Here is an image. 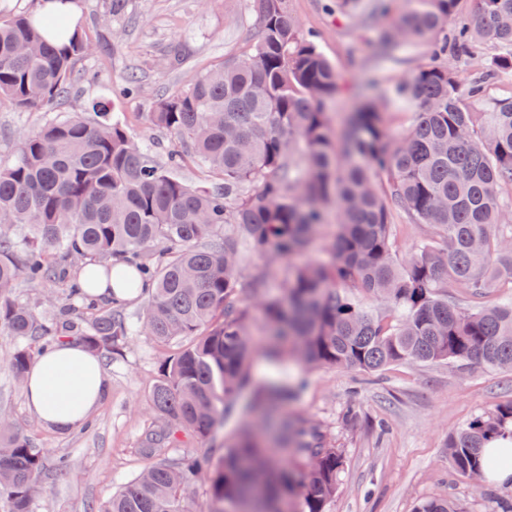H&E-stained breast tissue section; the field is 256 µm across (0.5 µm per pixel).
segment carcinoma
I'll return each mask as SVG.
<instances>
[{"mask_svg": "<svg viewBox=\"0 0 512 512\" xmlns=\"http://www.w3.org/2000/svg\"><path fill=\"white\" fill-rule=\"evenodd\" d=\"M385 31L377 63L402 44L437 40L457 0H409ZM259 30L249 52L228 59L160 98L152 125L167 132L164 159L140 147L111 119L104 92L96 116L65 115L25 133L14 161L0 165V334L14 340L5 368L24 378L31 342L45 348L75 338L92 352L120 354L132 335L178 349L164 357L149 392L154 425L149 462L112 499L89 512H194L186 491L208 477L220 512H328L347 461L344 449L306 420L281 422L296 392L259 395L233 448L170 456L169 448L203 442L224 426V404L245 383L253 350L251 303L272 335L305 363L374 373L408 363L477 364L512 371V303L485 301L496 282L512 285V97L473 112L483 81H465L452 62L484 42L500 53L493 70L512 73V0H476L453 43L435 44L448 58L426 65L388 92L358 95L339 141L326 104L344 89L343 75L302 32L287 0H258ZM342 14L369 21L390 0H336ZM89 44L80 25L56 13L0 12V100L21 112L63 97ZM410 115L391 136L384 112ZM210 173L205 186L179 176L186 159ZM339 214L322 264L297 266L278 295L266 293L276 262L305 252L324 228L323 209ZM431 228L406 258L393 246L392 211ZM263 256L264 268L242 283L241 257ZM112 276L142 301L135 319L126 300L98 302L80 292L78 263ZM58 286L48 311L20 301L19 279ZM463 288L469 304L448 294ZM381 299L372 313L356 299ZM512 437V403L498 405L448 437V464L460 477L508 461L480 449ZM286 443L295 468L271 447ZM42 455L20 432H0V500L9 512H31L43 492ZM414 512H459L426 498Z\"/></svg>", "mask_w": 512, "mask_h": 512, "instance_id": "obj_1", "label": "carcinoma"}]
</instances>
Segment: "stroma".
<instances>
[{
  "label": "stroma",
  "mask_w": 512,
  "mask_h": 512,
  "mask_svg": "<svg viewBox=\"0 0 512 512\" xmlns=\"http://www.w3.org/2000/svg\"><path fill=\"white\" fill-rule=\"evenodd\" d=\"M327 0H288V11L313 34L325 56L351 85L329 112L341 131L358 103L355 89L370 75L379 33L392 15L371 25L328 11ZM109 0H78V22L93 45L81 60L68 95L37 112H21L0 101V163L8 164L21 136L46 120L77 114L91 118L89 103L98 86L112 89V114L144 147L164 154L168 136L151 125L158 98L185 85L225 59L249 51L258 29L256 0H127L122 16L108 14ZM179 52V65L170 55ZM494 48L480 47L459 62L462 77L487 74L484 96L512 95V76L489 74ZM431 61L430 44L400 50L380 73L382 87L409 78ZM138 75L137 94L126 91ZM255 354L249 383L227 404L224 428L211 448L222 454L248 421L256 389L296 385L297 398L285 406L292 418L321 426L346 451L347 467L329 512H413L427 497L452 500L462 512H488L493 501L512 500V490L476 488L448 465V436L483 411L512 402V372L459 370L444 363L402 364L367 375L332 366H309L284 357L267 358L269 329L260 308L251 312ZM168 353L144 336L131 337L121 354L103 359V400L88 427L69 432L46 428L29 410L20 381L0 369V422L28 436L44 453L42 496L32 512H86L102 507L146 462L141 450L153 415L147 396L159 361ZM67 472H60V462Z\"/></svg>",
  "instance_id": "1"
}]
</instances>
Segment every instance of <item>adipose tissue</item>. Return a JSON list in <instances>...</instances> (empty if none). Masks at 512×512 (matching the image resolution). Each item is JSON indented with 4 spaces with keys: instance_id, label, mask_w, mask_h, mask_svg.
Returning <instances> with one entry per match:
<instances>
[{
    "instance_id": "adipose-tissue-1",
    "label": "adipose tissue",
    "mask_w": 512,
    "mask_h": 512,
    "mask_svg": "<svg viewBox=\"0 0 512 512\" xmlns=\"http://www.w3.org/2000/svg\"><path fill=\"white\" fill-rule=\"evenodd\" d=\"M106 380L96 355L82 344L61 341L35 359L24 392L30 409L48 428L70 431L100 405Z\"/></svg>"
}]
</instances>
